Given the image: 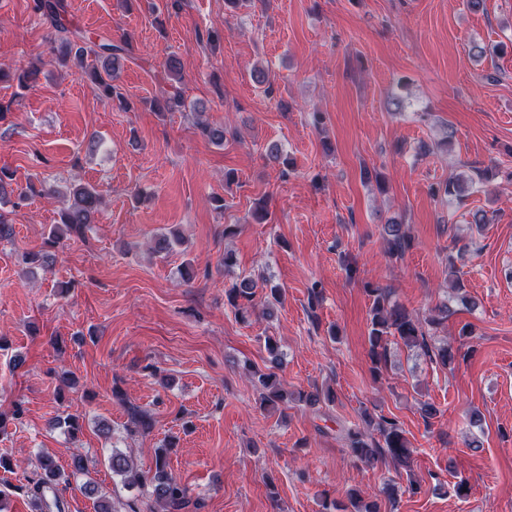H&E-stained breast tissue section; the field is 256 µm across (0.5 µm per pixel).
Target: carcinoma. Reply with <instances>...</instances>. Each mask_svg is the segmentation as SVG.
Listing matches in <instances>:
<instances>
[{
  "label": "carcinoma",
  "instance_id": "obj_1",
  "mask_svg": "<svg viewBox=\"0 0 512 512\" xmlns=\"http://www.w3.org/2000/svg\"><path fill=\"white\" fill-rule=\"evenodd\" d=\"M68 4L66 0H34V9L46 19L56 32L59 42L58 63L71 75H84L88 70L94 71V80L103 94L120 102L125 101L120 85L116 83L118 72L132 51L128 38L114 43L99 35H92L88 30L71 26L67 20ZM200 133L210 141L224 143V127L213 126L200 120L197 122ZM476 181L458 173L448 177L434 190V194L461 201L473 192ZM69 204L61 211L60 222L50 226L45 244L58 247L70 232H80L97 223L103 208V198L95 187L82 183H73L68 187ZM387 254L392 258H401L413 247V239L404 230L403 225L393 221L384 226ZM256 284L250 277H245L232 284L225 291L227 303L235 314L246 319L254 308ZM366 292L371 299L369 311L370 322L368 331V356L372 363L373 376L378 378L387 369L390 362V338L400 339L405 346L417 347L431 359L446 366L454 359L452 348L444 346L431 348L428 337L430 332L438 329L448 318V306L438 309V313L421 318L403 305L392 300L391 291L378 285L366 284ZM265 346L269 354L268 373L259 376L262 387L266 390L261 405H275L284 400V389L281 386L277 370L280 368L281 355L278 353L277 342L268 337ZM129 424L127 431L134 435L146 433L152 428V420L147 410L142 407L124 403ZM367 425L374 427L381 440L372 435L350 429L347 432V452L355 460L373 464L383 458H389L399 466L410 467L413 449L405 437L404 430L397 420L380 416L378 420L368 419ZM154 450V466L148 471L141 470L134 458L120 451H113L109 458L112 472L121 476L123 482L131 487L148 488L151 498L149 512H184L188 508H201L197 501L191 500L187 489L169 472V449ZM43 476L35 482V500L43 503V509H56L62 512L59 497L48 503L44 489H52L58 485L60 471L52 456L43 454L39 458ZM350 507L342 512H380L378 500H366L360 492L353 490L348 496Z\"/></svg>",
  "mask_w": 512,
  "mask_h": 512
}]
</instances>
